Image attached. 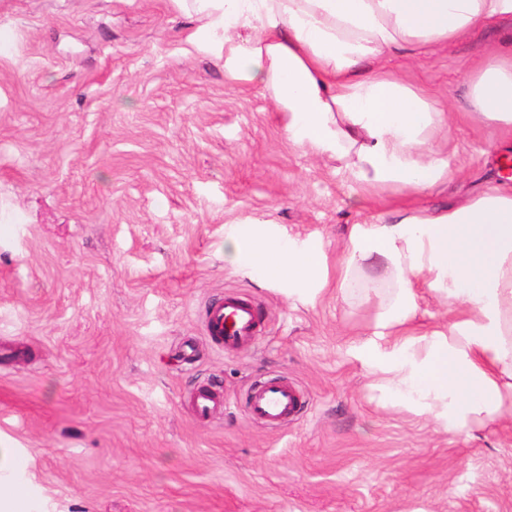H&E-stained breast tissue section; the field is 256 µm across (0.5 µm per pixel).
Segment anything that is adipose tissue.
Here are the masks:
<instances>
[{
	"label": "adipose tissue",
	"mask_w": 512,
	"mask_h": 512,
	"mask_svg": "<svg viewBox=\"0 0 512 512\" xmlns=\"http://www.w3.org/2000/svg\"><path fill=\"white\" fill-rule=\"evenodd\" d=\"M217 49L231 79L259 86L287 117L294 144L346 160L364 187L419 192L450 176L426 145L460 118L512 138V50L493 48L471 71L465 113L363 62L407 47L454 42L512 19V0H174ZM336 268L342 298L377 300L371 336L355 347L384 395L461 433L512 414V191L490 186L435 213L352 225ZM229 257L312 295L322 252L254 234ZM448 305L447 326L417 332L418 298Z\"/></svg>",
	"instance_id": "1"
}]
</instances>
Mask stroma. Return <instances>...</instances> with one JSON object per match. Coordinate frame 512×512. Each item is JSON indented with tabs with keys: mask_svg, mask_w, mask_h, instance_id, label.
Returning a JSON list of instances; mask_svg holds the SVG:
<instances>
[{
	"mask_svg": "<svg viewBox=\"0 0 512 512\" xmlns=\"http://www.w3.org/2000/svg\"><path fill=\"white\" fill-rule=\"evenodd\" d=\"M0 512H512V417L466 436L384 400L353 347L376 302L287 295L232 236L263 229L342 259L352 225L512 185V139L432 138L451 175L370 190L288 138L285 117L192 37L173 0H0ZM512 20L377 67L462 109ZM261 315L224 352L204 313ZM303 392L272 428L251 387ZM202 385L224 407L198 422ZM260 317L251 302L228 293L205 310L204 326L209 340L224 351H242L253 343Z\"/></svg>",
	"mask_w": 512,
	"mask_h": 512,
	"instance_id": "stroma-1",
	"label": "stroma"
}]
</instances>
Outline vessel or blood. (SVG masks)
Returning a JSON list of instances; mask_svg holds the SVG:
<instances>
[{"mask_svg":"<svg viewBox=\"0 0 512 512\" xmlns=\"http://www.w3.org/2000/svg\"><path fill=\"white\" fill-rule=\"evenodd\" d=\"M260 317L251 302L235 293L225 294L206 309L204 326L209 340L224 351H242L253 343ZM222 394L207 386L197 388L193 406L205 418L222 405ZM301 407L299 391L287 381L272 378L255 386L248 397V413L276 425L295 415Z\"/></svg>","mask_w":512,"mask_h":512,"instance_id":"obj_1","label":"vessel or blood"}]
</instances>
